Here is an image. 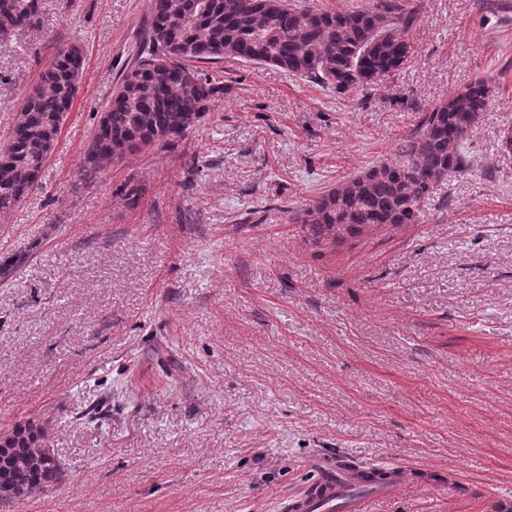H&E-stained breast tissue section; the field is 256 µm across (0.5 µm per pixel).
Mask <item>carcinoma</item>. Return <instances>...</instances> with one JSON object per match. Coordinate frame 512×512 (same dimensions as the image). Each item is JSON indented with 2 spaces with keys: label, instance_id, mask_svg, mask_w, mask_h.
<instances>
[{
  "label": "carcinoma",
  "instance_id": "cac0c4a2",
  "mask_svg": "<svg viewBox=\"0 0 512 512\" xmlns=\"http://www.w3.org/2000/svg\"><path fill=\"white\" fill-rule=\"evenodd\" d=\"M418 0H379L356 10H319L297 0H148L149 28L136 62L121 73L88 142L84 176L144 148L183 139L224 100V79L202 63L272 64L342 94L372 90L411 55ZM42 24L41 0H0V38ZM82 74L56 49L28 93L0 147V212L16 207L38 183ZM484 79L421 114L402 154L327 190L291 219L316 246L342 243L382 226L420 223L434 186L467 168L466 141L489 106ZM0 468V501L31 494L61 478L42 447L44 434L22 426Z\"/></svg>",
  "mask_w": 512,
  "mask_h": 512
}]
</instances>
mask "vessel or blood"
Instances as JSON below:
<instances>
[{"label":"vessel or blood","instance_id":"obj_1","mask_svg":"<svg viewBox=\"0 0 512 512\" xmlns=\"http://www.w3.org/2000/svg\"><path fill=\"white\" fill-rule=\"evenodd\" d=\"M371 468L335 455L321 457L316 479L300 494L288 499L286 512H364L368 501L397 487L402 473L386 467L382 480H368Z\"/></svg>","mask_w":512,"mask_h":512}]
</instances>
